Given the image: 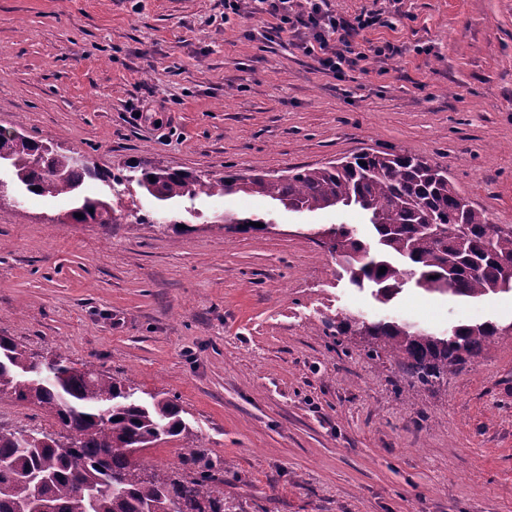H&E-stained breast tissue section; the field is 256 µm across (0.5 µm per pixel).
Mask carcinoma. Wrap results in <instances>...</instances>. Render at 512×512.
Returning <instances> with one entry per match:
<instances>
[{
	"instance_id": "carcinoma-1",
	"label": "carcinoma",
	"mask_w": 512,
	"mask_h": 512,
	"mask_svg": "<svg viewBox=\"0 0 512 512\" xmlns=\"http://www.w3.org/2000/svg\"><path fill=\"white\" fill-rule=\"evenodd\" d=\"M0 204L24 189L37 196L68 195L77 223L117 222L104 200L80 194L90 167L23 134L0 132ZM136 183L164 205L188 198L245 193L261 195L294 213L352 207L372 226L367 243L346 225L327 228V250L352 285L372 288L388 303L411 283L433 294L482 299L512 286V226L498 227L453 185L448 170L408 154L367 148L337 163L292 167L281 175L220 178L180 169L129 165ZM456 225L436 234L428 225ZM386 267L381 274L379 269ZM332 336H363L369 356L384 351L418 392L443 384L448 370L466 365L486 347L512 339V324L464 323L446 332L394 319L360 316L324 320ZM42 409L75 446L63 449L49 434L0 429V512H240L224 494V470L212 461L193 475L176 476L149 466L144 452L160 442L191 436L176 398L138 395V388L85 367L61 354L32 357L13 338L0 335V395Z\"/></svg>"
}]
</instances>
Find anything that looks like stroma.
Segmentation results:
<instances>
[{"instance_id": "1", "label": "stroma", "mask_w": 512, "mask_h": 512, "mask_svg": "<svg viewBox=\"0 0 512 512\" xmlns=\"http://www.w3.org/2000/svg\"><path fill=\"white\" fill-rule=\"evenodd\" d=\"M400 50L384 76L324 73L292 37L224 19V0H0V129L82 155L108 181L85 195L145 223L78 224L71 197L0 206V334L30 353L177 397L191 439L148 449L156 468L220 461L244 512H512V343L446 385L407 391L322 321L349 312L437 330L512 324V293L479 301L407 288L389 304L341 278L321 229L243 193L174 209L112 182L146 163L198 174L276 173L363 147L446 167L494 224L512 225V0H325ZM183 227L163 228L169 213ZM264 218L242 233L222 215ZM0 427L56 433L0 397Z\"/></svg>"}]
</instances>
